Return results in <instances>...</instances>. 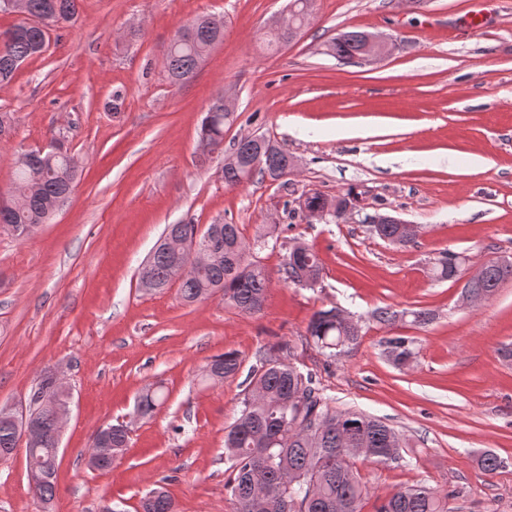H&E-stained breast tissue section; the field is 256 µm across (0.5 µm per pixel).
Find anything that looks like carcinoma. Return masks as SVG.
Listing matches in <instances>:
<instances>
[{
  "label": "carcinoma",
  "mask_w": 512,
  "mask_h": 512,
  "mask_svg": "<svg viewBox=\"0 0 512 512\" xmlns=\"http://www.w3.org/2000/svg\"><path fill=\"white\" fill-rule=\"evenodd\" d=\"M79 0H25L27 18L12 29L0 31V84L11 81L18 66L45 48L49 31L73 21ZM224 37V19L203 15L180 27L165 51L168 77L174 84L192 79L211 47ZM327 52L339 60L352 62L369 53L366 34L344 30L327 44ZM224 106L215 100L199 127L200 144L209 152L223 149ZM287 153L279 149L266 157L263 165L244 171L225 165L224 184L235 187L256 175H288ZM77 166L67 152L54 148L31 151L16 166L12 186L0 197V231L23 237L27 226L46 223L58 211V202L72 192ZM212 225L199 232L198 225H174L176 239L155 248L150 256L151 279L148 291L159 292L170 285L172 267L184 262L177 240L196 237L205 243L213 259L194 268L180 283L183 301L194 303L219 293L224 304L241 312L262 310L269 286L264 267L250 260L247 244L238 225L222 224L208 235ZM459 256L446 252L435 264V277L448 279ZM321 273L318 254L309 249L289 253L284 264L285 279L296 282L300 272ZM512 277V267L490 261L482 278L468 282L467 291L488 300L498 286ZM307 339L328 358H335L359 343L361 327L331 307L316 311L310 318ZM388 359L404 367L415 356L413 342L403 336L385 341ZM241 366L237 353L226 352L213 358L203 379L215 375L224 379ZM248 385L240 401L239 416L224 438V451L231 462L230 489L235 512H361L368 486L354 469L353 458L360 455L372 463L396 462L405 442L398 432L380 419L351 409L331 405L315 377L282 356H263L247 376ZM165 401L162 386L143 389L137 413L152 415ZM60 400L35 403L33 412L43 429L41 441L26 454L27 465L55 468L56 442L54 416ZM112 453L120 454L128 445L127 426L118 422L108 433ZM16 445L14 426L0 418V459ZM144 512H175L174 502L162 486L150 489L142 500ZM376 512H448V494L426 485H413L383 498Z\"/></svg>",
  "instance_id": "carcinoma-1"
}]
</instances>
